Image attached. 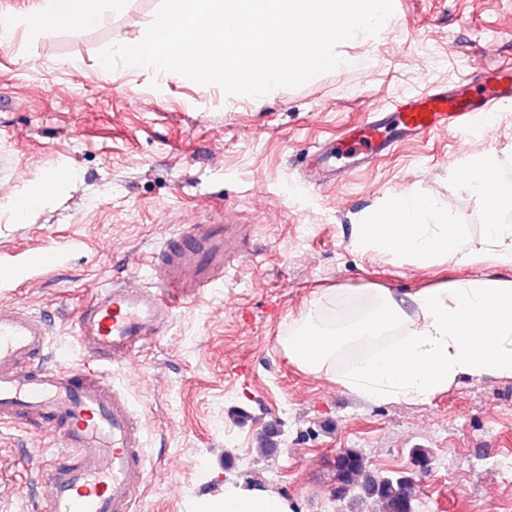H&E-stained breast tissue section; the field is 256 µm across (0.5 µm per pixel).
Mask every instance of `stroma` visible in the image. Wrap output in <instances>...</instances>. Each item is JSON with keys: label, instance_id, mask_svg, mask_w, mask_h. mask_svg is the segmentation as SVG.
Listing matches in <instances>:
<instances>
[{"label": "stroma", "instance_id": "obj_1", "mask_svg": "<svg viewBox=\"0 0 512 512\" xmlns=\"http://www.w3.org/2000/svg\"><path fill=\"white\" fill-rule=\"evenodd\" d=\"M161 0H118L102 25L13 29L0 41V264L29 249L66 261L0 287V303L45 318L69 364L70 317L107 282L145 273L150 254L188 224L250 228L223 284L178 311L137 367L113 383L139 417L152 469L129 512H188L225 485L271 491L288 512H368L337 500L333 461L353 448L372 471L411 476L414 512H512V379H459L417 403L372 402L342 386L340 368L306 373L283 336L310 304L405 297L496 271L419 267L354 250L356 224L388 196L435 199L453 223L480 235L485 206L459 176L467 160L496 154L512 176V106L491 138L443 133L402 143L373 168L320 188L298 181L319 140L339 135L374 103L468 79L480 81L487 47L512 62V0H393L390 26L346 43L350 64L261 99L98 54L142 37ZM74 179L26 216L14 208L55 168ZM277 446L261 453L262 435ZM59 443L47 426L0 424V512H45L44 473ZM428 449V467L411 451Z\"/></svg>", "mask_w": 512, "mask_h": 512}]
</instances>
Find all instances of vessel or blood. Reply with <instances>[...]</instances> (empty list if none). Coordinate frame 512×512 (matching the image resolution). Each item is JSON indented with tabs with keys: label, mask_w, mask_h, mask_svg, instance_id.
I'll return each instance as SVG.
<instances>
[{
	"label": "vessel or blood",
	"mask_w": 512,
	"mask_h": 512,
	"mask_svg": "<svg viewBox=\"0 0 512 512\" xmlns=\"http://www.w3.org/2000/svg\"><path fill=\"white\" fill-rule=\"evenodd\" d=\"M480 91L460 84L432 88L367 112L343 142L317 145L302 163L311 185L346 174L342 159L363 166L387 151L394 137L426 141L441 133L465 139L500 108L512 105V68L487 60ZM241 231L224 224H190L166 238L143 276L97 290L72 323V341L89 363L49 359V328L32 313L0 307V423L25 426L39 418L60 440L50 464L47 512H125L152 465L141 426L108 376L111 366L132 367L141 347L162 335L177 311L213 288L231 253L248 257ZM47 251L27 252L23 268L0 265V281L36 270Z\"/></svg>",
	"instance_id": "vessel-or-blood-1"
}]
</instances>
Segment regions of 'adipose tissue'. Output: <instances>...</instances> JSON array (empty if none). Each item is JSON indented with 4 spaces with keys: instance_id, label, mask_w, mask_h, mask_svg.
Segmentation results:
<instances>
[{
    "instance_id": "1",
    "label": "adipose tissue",
    "mask_w": 512,
    "mask_h": 512,
    "mask_svg": "<svg viewBox=\"0 0 512 512\" xmlns=\"http://www.w3.org/2000/svg\"><path fill=\"white\" fill-rule=\"evenodd\" d=\"M103 0H42L23 19L48 31L83 29L99 23ZM493 155L478 157L464 179L486 204L480 237L463 225L436 222L433 199L406 191L389 196L383 209L357 225L354 249L372 256L411 257L416 264L469 266L493 258L497 272L415 293L411 300L376 294L368 308L337 326H322L324 309L314 301L282 342L289 362L310 374L327 371L337 354L378 337L381 345L360 354L341 384L371 401H424L459 378L512 379V184L490 180ZM193 512H288L277 495L224 487L220 498L198 501Z\"/></svg>"
}]
</instances>
